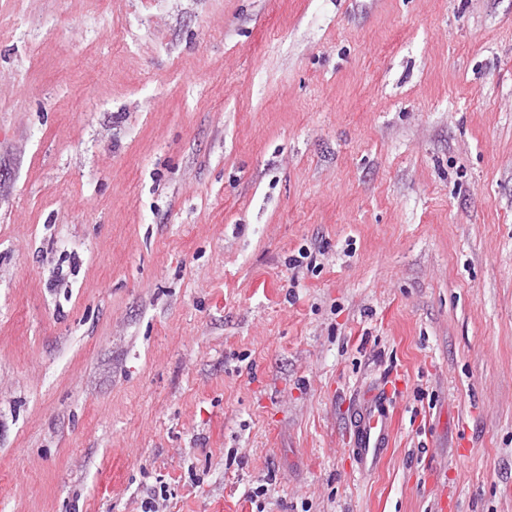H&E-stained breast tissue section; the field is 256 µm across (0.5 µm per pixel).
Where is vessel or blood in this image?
I'll return each instance as SVG.
<instances>
[{"label": "vessel or blood", "instance_id": "obj_1", "mask_svg": "<svg viewBox=\"0 0 512 512\" xmlns=\"http://www.w3.org/2000/svg\"><path fill=\"white\" fill-rule=\"evenodd\" d=\"M349 428L354 452L363 463L377 466L392 445L394 412L389 394H365Z\"/></svg>", "mask_w": 512, "mask_h": 512}]
</instances>
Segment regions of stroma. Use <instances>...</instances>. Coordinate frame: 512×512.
<instances>
[{
    "instance_id": "stroma-1",
    "label": "stroma",
    "mask_w": 512,
    "mask_h": 512,
    "mask_svg": "<svg viewBox=\"0 0 512 512\" xmlns=\"http://www.w3.org/2000/svg\"><path fill=\"white\" fill-rule=\"evenodd\" d=\"M160 485L512 512V0H0V512ZM349 429L353 451L365 465L369 463V468L376 467L384 451L392 445L394 412L390 394H365Z\"/></svg>"
}]
</instances>
